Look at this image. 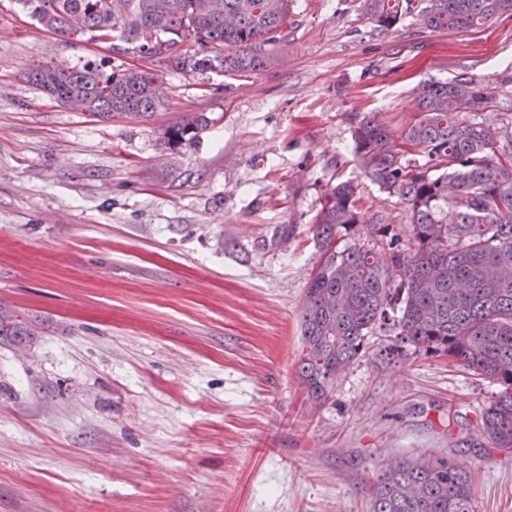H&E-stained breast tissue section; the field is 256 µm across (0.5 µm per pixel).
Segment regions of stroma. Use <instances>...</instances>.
<instances>
[{
	"mask_svg": "<svg viewBox=\"0 0 512 512\" xmlns=\"http://www.w3.org/2000/svg\"><path fill=\"white\" fill-rule=\"evenodd\" d=\"M359 2L296 0L263 72H168L152 117L106 120L25 70L148 59L0 0V297L29 332L0 340V512H368L375 470L421 455L462 463L477 512H512V460L477 430L492 383L440 354L383 361V332L325 403L298 383L325 191L353 182L366 220L407 223L354 159L356 118L400 130L417 84L467 77L512 127L511 14L433 30L415 0L384 30ZM188 112L208 126L168 147Z\"/></svg>",
	"mask_w": 512,
	"mask_h": 512,
	"instance_id": "35a3bbf8",
	"label": "stroma"
}]
</instances>
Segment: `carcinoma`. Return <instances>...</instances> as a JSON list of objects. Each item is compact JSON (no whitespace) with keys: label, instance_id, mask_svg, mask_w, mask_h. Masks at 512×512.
Wrapping results in <instances>:
<instances>
[{"label":"carcinoma","instance_id":"carcinoma-1","mask_svg":"<svg viewBox=\"0 0 512 512\" xmlns=\"http://www.w3.org/2000/svg\"><path fill=\"white\" fill-rule=\"evenodd\" d=\"M44 28L70 40L119 38L118 53L163 55L185 75L255 74L275 61L298 24L294 0H18ZM426 27L468 30L512 12V0H427ZM379 28L410 6L362 0ZM193 44V52L184 46ZM26 79L62 105L80 98L89 115L138 120L164 106L158 70L87 63H39ZM418 112L399 132L374 116L352 133L363 173L408 213L402 230L376 220L364 230L356 190L328 189L315 216L320 258L301 308L300 384L328 399L337 380L366 353L375 332L407 350L443 354L497 386L478 430L486 447L512 456V131L500 134L477 114L492 107L489 87L472 78L424 83ZM208 126L189 113L163 129L168 146ZM369 512H475L469 472L456 459L401 458L368 488Z\"/></svg>","mask_w":512,"mask_h":512}]
</instances>
